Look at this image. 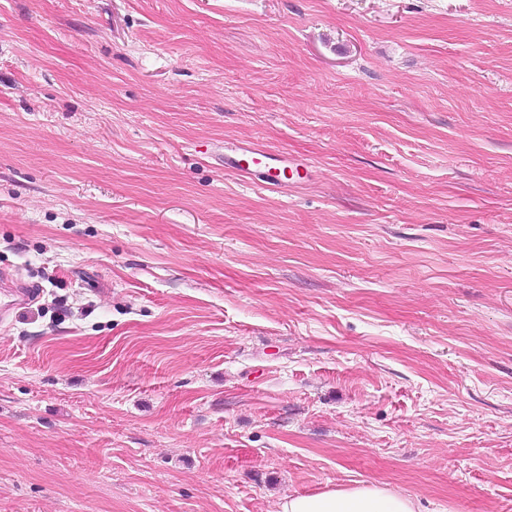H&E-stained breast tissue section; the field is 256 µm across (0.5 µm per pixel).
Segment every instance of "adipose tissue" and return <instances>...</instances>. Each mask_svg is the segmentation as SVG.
I'll list each match as a JSON object with an SVG mask.
<instances>
[{
  "instance_id": "1",
  "label": "adipose tissue",
  "mask_w": 512,
  "mask_h": 512,
  "mask_svg": "<svg viewBox=\"0 0 512 512\" xmlns=\"http://www.w3.org/2000/svg\"><path fill=\"white\" fill-rule=\"evenodd\" d=\"M279 512H417L415 502L386 486L363 484L282 500Z\"/></svg>"
}]
</instances>
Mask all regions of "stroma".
<instances>
[{
    "label": "stroma",
    "mask_w": 512,
    "mask_h": 512,
    "mask_svg": "<svg viewBox=\"0 0 512 512\" xmlns=\"http://www.w3.org/2000/svg\"><path fill=\"white\" fill-rule=\"evenodd\" d=\"M8 285L0 512H512V0H0ZM248 152L254 157L252 158L251 164L243 163V159L237 158L232 155H225L224 156V167L228 170H235L240 173L248 174L256 176L259 180H261L264 183L267 184H275V179L277 177V174L275 171H271L273 168H268L266 171V167L263 166V160L262 158L268 159L269 157L265 155L263 151H245ZM278 512H417L415 502L386 486L361 484L317 494L288 497Z\"/></svg>",
    "instance_id": "35a3bbf8"
}]
</instances>
